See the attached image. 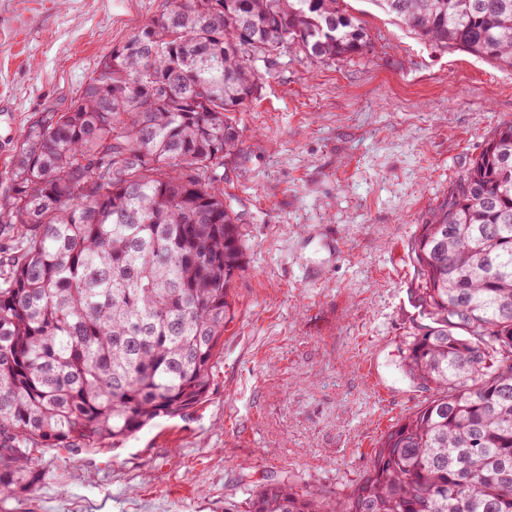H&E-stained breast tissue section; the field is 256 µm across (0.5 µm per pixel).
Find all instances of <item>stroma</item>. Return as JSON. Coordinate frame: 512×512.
Masks as SVG:
<instances>
[{
  "label": "stroma",
  "instance_id": "obj_1",
  "mask_svg": "<svg viewBox=\"0 0 512 512\" xmlns=\"http://www.w3.org/2000/svg\"><path fill=\"white\" fill-rule=\"evenodd\" d=\"M164 0H0V195L23 129L61 111ZM367 42L319 61L255 55L257 100L230 118L224 202L246 267L205 401L121 447L38 448L40 483L0 512H247L281 477L334 502L431 390L402 369L420 317L412 243L512 123V69L419 40L344 0Z\"/></svg>",
  "mask_w": 512,
  "mask_h": 512
}]
</instances>
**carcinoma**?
Returning <instances> with one entry per match:
<instances>
[{
	"mask_svg": "<svg viewBox=\"0 0 512 512\" xmlns=\"http://www.w3.org/2000/svg\"><path fill=\"white\" fill-rule=\"evenodd\" d=\"M341 0H167L103 56L63 112L23 130L0 196V497L35 448L114 446L205 399L236 315L240 217L216 173L227 113L261 91L257 52L366 47ZM422 41L512 68V0H372ZM424 323L403 368L433 398L382 439L334 505L286 481L249 512H512V123L414 240Z\"/></svg>",
	"mask_w": 512,
	"mask_h": 512,
	"instance_id": "1",
	"label": "carcinoma"
}]
</instances>
